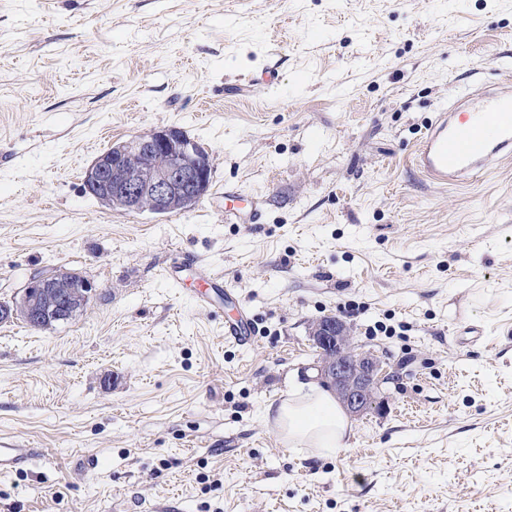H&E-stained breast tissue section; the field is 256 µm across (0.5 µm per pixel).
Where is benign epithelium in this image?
<instances>
[{"label": "benign epithelium", "mask_w": 512, "mask_h": 512, "mask_svg": "<svg viewBox=\"0 0 512 512\" xmlns=\"http://www.w3.org/2000/svg\"><path fill=\"white\" fill-rule=\"evenodd\" d=\"M134 153L150 160L138 168H126L98 156L87 170L90 186L102 185L123 206L165 212L184 194L202 198L209 186V163L202 159L195 142L181 129L159 128L132 139ZM21 311L33 324L43 326L76 311L69 299L51 287L45 274L33 276L17 307H0V316ZM313 345L321 353L320 377L336 392L349 414L381 411V387L390 376L381 373L380 361L355 349L350 328L340 318L326 316L310 328Z\"/></svg>", "instance_id": "1"}]
</instances>
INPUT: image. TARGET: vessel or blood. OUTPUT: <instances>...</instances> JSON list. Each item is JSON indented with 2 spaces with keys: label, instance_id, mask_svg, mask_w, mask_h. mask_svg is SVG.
Instances as JSON below:
<instances>
[{
  "label": "vessel or blood",
  "instance_id": "b4317fda",
  "mask_svg": "<svg viewBox=\"0 0 512 512\" xmlns=\"http://www.w3.org/2000/svg\"><path fill=\"white\" fill-rule=\"evenodd\" d=\"M512 155V86L504 84L469 97L461 94L456 107L440 112L420 138L413 154L414 168L424 178L444 185L462 186L490 170L502 158ZM231 200L225 220L245 217L248 223L262 221V209L254 198L228 190ZM209 293L195 296L203 310L213 307L211 292H223L238 311L236 318L225 321V340L247 345L252 336L250 305L236 286L222 273L207 272ZM33 448H1L0 474L28 468L37 457Z\"/></svg>",
  "mask_w": 512,
  "mask_h": 512
}]
</instances>
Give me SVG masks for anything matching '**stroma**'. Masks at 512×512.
<instances>
[{
	"label": "stroma",
	"mask_w": 512,
	"mask_h": 512,
	"mask_svg": "<svg viewBox=\"0 0 512 512\" xmlns=\"http://www.w3.org/2000/svg\"><path fill=\"white\" fill-rule=\"evenodd\" d=\"M265 69L279 85L245 91ZM509 75L512 0H0V302L39 273L94 285L71 320L0 323V446L40 452L0 512H512V159L449 189L410 162L441 108ZM160 127L210 155L194 208L85 190ZM223 186L264 223H225ZM202 267L247 297L253 345L193 305ZM325 315L391 380L316 458L262 409Z\"/></svg>",
	"instance_id": "stroma-1"
}]
</instances>
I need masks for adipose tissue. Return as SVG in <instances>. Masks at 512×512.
<instances>
[{
	"label": "adipose tissue",
	"mask_w": 512,
	"mask_h": 512,
	"mask_svg": "<svg viewBox=\"0 0 512 512\" xmlns=\"http://www.w3.org/2000/svg\"><path fill=\"white\" fill-rule=\"evenodd\" d=\"M263 418L290 450L319 458L347 447L353 430L333 393L316 382L292 385L286 399L264 408Z\"/></svg>",
	"instance_id": "1"
}]
</instances>
